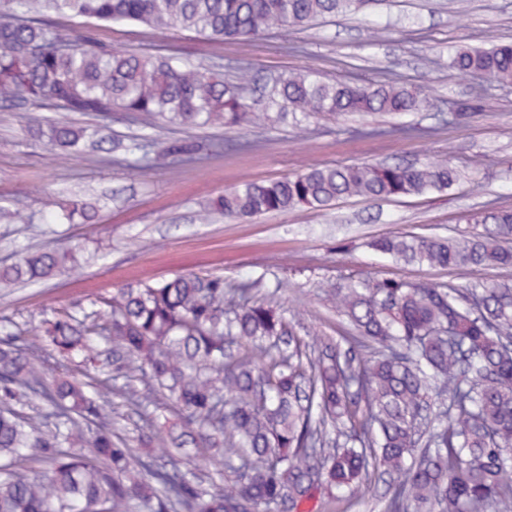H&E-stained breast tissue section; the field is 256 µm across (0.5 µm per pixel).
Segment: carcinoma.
<instances>
[{"label":"carcinoma","instance_id":"carcinoma-1","mask_svg":"<svg viewBox=\"0 0 512 512\" xmlns=\"http://www.w3.org/2000/svg\"><path fill=\"white\" fill-rule=\"evenodd\" d=\"M366 0H0V102L57 106L72 114L115 108L144 127L204 128L273 121L283 112L407 114L427 95L393 82L322 80L299 69L266 86L256 109L242 90L250 65L231 79L174 55L129 53L69 33L49 17L179 28L249 41L283 27L361 8ZM452 67L512 82V42L461 48ZM28 130L68 157L99 130L29 116ZM124 166L179 168L224 153V143L160 146L130 140ZM457 171L420 166H314L269 181H248L202 204L199 219H250L293 208L324 210L347 197L395 198L451 187ZM95 206L71 199L51 223L90 220ZM472 236H383L371 247L395 261L479 271L512 266V208L481 216ZM82 244L26 251L0 266V288L73 271ZM220 277L178 274L138 282L57 311L38 337L64 359L91 360L96 343L124 354L125 402L153 390L180 410L167 442L189 462L235 460L234 480L202 487L168 455L134 456L112 434V387L91 393L65 365L37 364L21 332L0 325V512H306L317 497H351L374 464L392 477L385 512H512V282L436 285L388 277H347L336 301L355 335L347 348L317 351L268 303ZM49 406L38 421L16 409Z\"/></svg>","mask_w":512,"mask_h":512}]
</instances>
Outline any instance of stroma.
I'll return each mask as SVG.
<instances>
[{
	"label": "stroma",
	"instance_id": "obj_1",
	"mask_svg": "<svg viewBox=\"0 0 512 512\" xmlns=\"http://www.w3.org/2000/svg\"><path fill=\"white\" fill-rule=\"evenodd\" d=\"M98 42L131 53L177 54L233 70L252 63L266 77L305 67L335 81H395L428 91V111L403 116H313L297 123L210 127L168 125L159 137L220 139L224 153L176 172L130 171L124 147L143 126L127 112L87 116L112 138V151L61 160L22 127L20 109L0 108V208L21 220L0 223V262L21 249L62 248L80 241L87 265L33 285L0 290V320L34 341L54 311L89 309L97 295L141 279L181 273L223 277L271 302L296 335L329 343L351 328L336 304L342 277H396L436 284L512 280V267L477 273L392 261L370 248L390 234L448 238L480 232L479 212L512 207V82L464 76L451 66L457 49L512 40V0H370L354 13L319 19L302 29H274L250 44L143 26L95 25ZM422 126L419 134L399 124ZM439 162L458 172L454 185L420 196L345 198L323 212L303 208L201 224L202 203L246 181L278 179L311 166ZM84 193L100 209L88 223L46 224L43 191ZM115 428L135 436L147 417L171 414L162 395L147 412L116 402Z\"/></svg>",
	"mask_w": 512,
	"mask_h": 512
}]
</instances>
